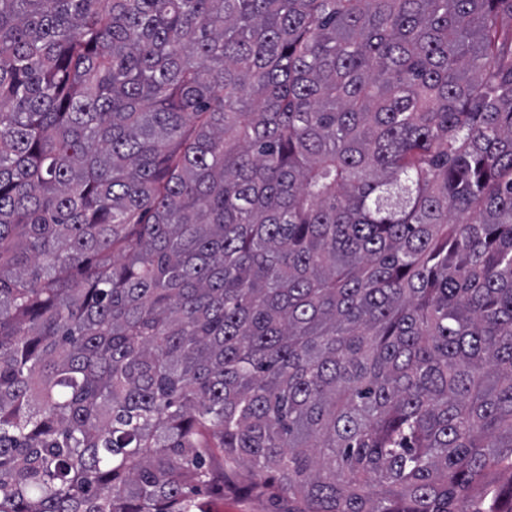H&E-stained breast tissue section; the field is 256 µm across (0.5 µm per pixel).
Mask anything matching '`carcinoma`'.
<instances>
[{
  "label": "carcinoma",
  "instance_id": "carcinoma-1",
  "mask_svg": "<svg viewBox=\"0 0 512 512\" xmlns=\"http://www.w3.org/2000/svg\"><path fill=\"white\" fill-rule=\"evenodd\" d=\"M240 464L512 512V0H0V512Z\"/></svg>",
  "mask_w": 512,
  "mask_h": 512
}]
</instances>
